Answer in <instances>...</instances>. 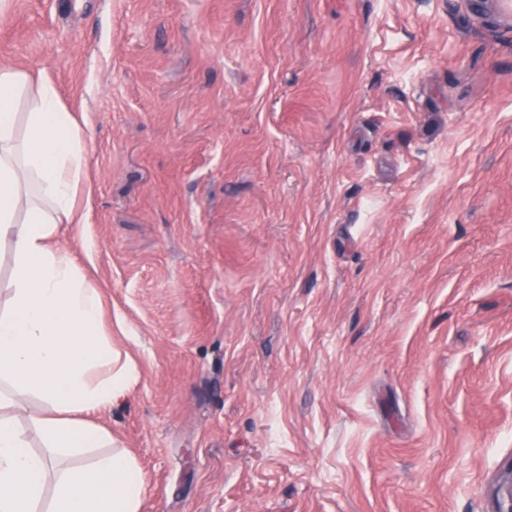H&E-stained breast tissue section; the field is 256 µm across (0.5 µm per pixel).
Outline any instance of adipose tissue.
Returning <instances> with one entry per match:
<instances>
[{
  "mask_svg": "<svg viewBox=\"0 0 512 512\" xmlns=\"http://www.w3.org/2000/svg\"><path fill=\"white\" fill-rule=\"evenodd\" d=\"M85 133L55 89L31 69L0 63V240L12 243L9 298L0 308V512H39L59 457L108 441L86 416L137 380L104 333V304L71 254L53 243L60 224L83 223ZM46 452L28 449L17 416ZM144 477L127 451L57 478L48 512H141Z\"/></svg>",
  "mask_w": 512,
  "mask_h": 512,
  "instance_id": "adipose-tissue-1",
  "label": "adipose tissue"
}]
</instances>
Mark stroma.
Segmentation results:
<instances>
[{
    "label": "stroma",
    "mask_w": 512,
    "mask_h": 512,
    "mask_svg": "<svg viewBox=\"0 0 512 512\" xmlns=\"http://www.w3.org/2000/svg\"><path fill=\"white\" fill-rule=\"evenodd\" d=\"M86 121L58 225L138 371L141 512H491L512 466V25L476 0H12Z\"/></svg>",
    "instance_id": "35a3bbf8"
}]
</instances>
